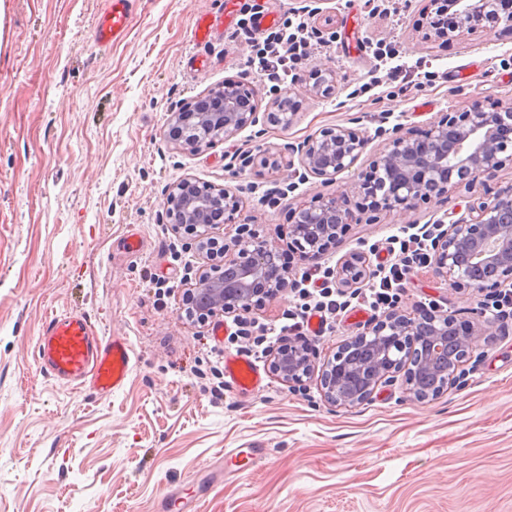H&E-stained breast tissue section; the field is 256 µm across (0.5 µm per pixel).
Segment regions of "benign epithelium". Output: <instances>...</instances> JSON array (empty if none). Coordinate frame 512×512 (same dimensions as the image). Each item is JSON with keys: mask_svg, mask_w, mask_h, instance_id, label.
I'll use <instances>...</instances> for the list:
<instances>
[{"mask_svg": "<svg viewBox=\"0 0 512 512\" xmlns=\"http://www.w3.org/2000/svg\"><path fill=\"white\" fill-rule=\"evenodd\" d=\"M455 10L456 24L441 30L434 16L443 4ZM420 24L437 37L452 39L465 33H490L499 25L512 26V0H429ZM336 75L314 69L296 75L294 85L307 92H328ZM292 91L278 101L279 111L266 120L288 125L295 112L283 110L284 102L297 107ZM259 122L254 92L244 78L226 79L205 100L180 105L171 112L170 125L215 139L229 137ZM369 139L359 129L345 126L318 132L296 147L303 170L326 183L351 170L364 154ZM512 166V105L468 104L432 123L418 137L395 129L387 147L370 163L374 179L360 185L364 199L375 209L409 211L419 203L438 198L464 181L495 179ZM224 199V213L243 207L242 198L227 187L185 178L170 186L165 198L172 224L198 236L199 229L216 224L212 204ZM353 222L344 195L319 197L303 204L288 225V238L300 256L317 262ZM205 250L209 268L200 267L187 279L186 298L194 314L205 323L219 316H238L267 301L280 298L288 288V270L273 267L279 253L275 242L259 240L247 225L222 241L220 250ZM425 263L458 290L483 291L512 280V190L468 207V215L438 228L431 235ZM368 260L353 252L336 270L338 279L355 287L366 275ZM479 333L463 329L455 315L433 307L428 310H391L371 323L349 344L339 348L325 364L320 387L325 400L335 407H353L368 400L378 385L402 380L404 391L419 402L433 400L460 386L464 364L473 356ZM311 349L302 341H290L273 351V373L290 387L301 386L311 374Z\"/></svg>", "mask_w": 512, "mask_h": 512, "instance_id": "7a95c632", "label": "benign epithelium"}]
</instances>
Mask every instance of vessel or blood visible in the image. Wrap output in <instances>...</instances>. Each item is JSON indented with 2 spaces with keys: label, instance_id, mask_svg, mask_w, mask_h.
Returning a JSON list of instances; mask_svg holds the SVG:
<instances>
[{
  "label": "vessel or blood",
  "instance_id": "vessel-or-blood-1",
  "mask_svg": "<svg viewBox=\"0 0 512 512\" xmlns=\"http://www.w3.org/2000/svg\"><path fill=\"white\" fill-rule=\"evenodd\" d=\"M135 0H105V7L95 29L99 49H109L128 33ZM224 30V19L210 14L198 15L193 37L207 43ZM134 350L128 336L113 333L98 335L94 324L83 313L64 312L47 317L40 329L36 358L41 370L56 381L89 392L95 397H111L128 384L134 364ZM224 375L230 388L250 396L265 386L257 362L246 355H229L224 359ZM203 487L192 483L187 492L165 493L160 500L161 512H198L192 501L200 497Z\"/></svg>",
  "mask_w": 512,
  "mask_h": 512
}]
</instances>
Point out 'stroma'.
Masks as SVG:
<instances>
[{
  "mask_svg": "<svg viewBox=\"0 0 512 512\" xmlns=\"http://www.w3.org/2000/svg\"><path fill=\"white\" fill-rule=\"evenodd\" d=\"M427 0L397 14L367 0H135L132 27L109 52L93 30L104 0H5L0 18V512H157L160 497L220 466L235 448L263 455L224 480L200 512H512V319L483 310L484 297L451 288L413 264L395 297L400 310L439 306L481 334L463 387L418 402L381 384L351 408L328 404L317 377L290 388L268 375L258 393L215 398L224 356L240 353L236 323L222 340L185 316L196 243L169 224L165 191L191 177L239 190L259 238L284 240L292 209L347 193L356 220L318 264L292 260L289 291L249 319L273 344L291 339L296 287L317 274L338 288L336 267L355 251L390 256L404 228L466 216L474 202L512 189V167L403 213L365 209L359 173L394 128L421 131L469 102L512 104V30L426 38L416 20ZM280 26L305 16L327 55L306 69L336 74L331 93L301 92L288 127L267 121L199 150L168 135L175 108L229 77H244L259 112L274 111L285 85L259 74L248 29L254 8ZM228 14L223 35L193 39L198 14ZM394 46L399 62L435 73L403 92L375 69ZM370 85L361 93L362 85ZM347 126L369 145L355 169L327 183L303 175L293 149L325 128ZM277 166L240 169L244 155ZM137 228L143 252L125 254ZM78 310L100 335L120 332L135 350L126 389L95 398L40 372L33 351L45 317ZM383 310L352 303L307 335L313 365ZM221 467V466H220Z\"/></svg>",
  "mask_w": 512,
  "mask_h": 512,
  "instance_id": "stroma-1",
  "label": "stroma"
}]
</instances>
